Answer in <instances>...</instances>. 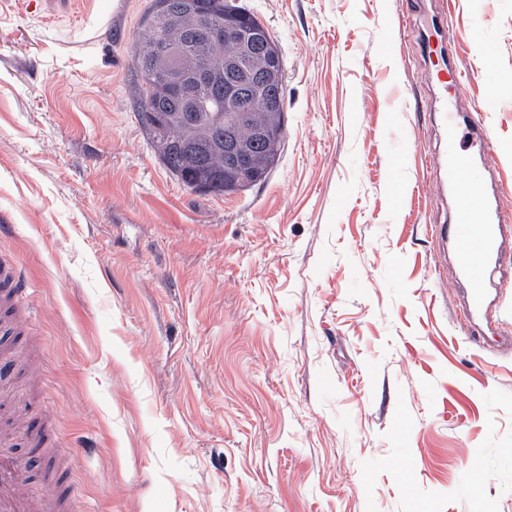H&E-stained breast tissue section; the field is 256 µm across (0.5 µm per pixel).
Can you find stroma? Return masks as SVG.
Segmentation results:
<instances>
[{
    "label": "stroma",
    "instance_id": "1",
    "mask_svg": "<svg viewBox=\"0 0 512 512\" xmlns=\"http://www.w3.org/2000/svg\"><path fill=\"white\" fill-rule=\"evenodd\" d=\"M285 64L287 140L247 191L156 159L147 0H0V266L40 377L0 371L13 457L74 512H512V261L464 315L456 193L421 42L451 12L512 217V0H243Z\"/></svg>",
    "mask_w": 512,
    "mask_h": 512
}]
</instances>
